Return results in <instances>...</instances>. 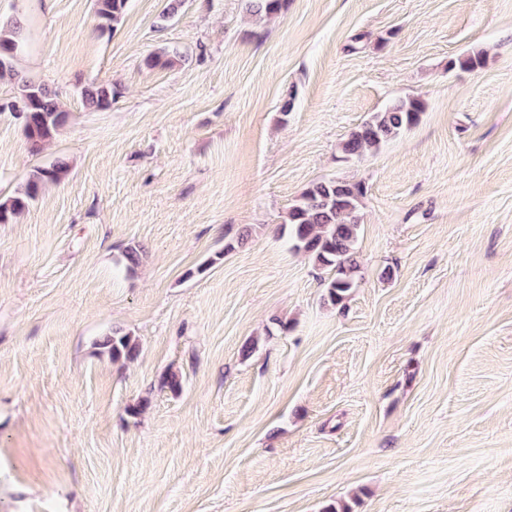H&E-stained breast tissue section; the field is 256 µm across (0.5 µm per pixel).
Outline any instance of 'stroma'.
<instances>
[{
	"label": "stroma",
	"mask_w": 512,
	"mask_h": 512,
	"mask_svg": "<svg viewBox=\"0 0 512 512\" xmlns=\"http://www.w3.org/2000/svg\"><path fill=\"white\" fill-rule=\"evenodd\" d=\"M166 4L103 31L92 0H0L69 114L34 156L0 112V194L69 165L0 224V512H512V0ZM164 45L183 61L146 69ZM405 97L418 123L342 160ZM328 178L366 187L336 306L280 232ZM113 328L135 359L98 354ZM246 10L253 16L271 18L281 14L288 7V0H246ZM114 89L111 82H92L81 90L85 103L93 109L108 107L114 98Z\"/></svg>",
	"instance_id": "1"
}]
</instances>
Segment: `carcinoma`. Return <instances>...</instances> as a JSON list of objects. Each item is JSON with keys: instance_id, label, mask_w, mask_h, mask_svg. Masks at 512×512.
Here are the masks:
<instances>
[{"instance_id": "1", "label": "carcinoma", "mask_w": 512, "mask_h": 512, "mask_svg": "<svg viewBox=\"0 0 512 512\" xmlns=\"http://www.w3.org/2000/svg\"><path fill=\"white\" fill-rule=\"evenodd\" d=\"M128 0H94L95 15L103 30L115 28L123 18ZM288 7V0H247L246 10L258 18H271ZM30 46L29 33L21 23L0 28V74L9 73L18 79L19 92L14 100L0 107L13 111V105H25L22 125L28 152L37 156L66 124L64 112L56 95L42 82L18 74L17 66ZM179 56L175 49L163 48L148 56L149 69L165 67ZM483 63V52H472L452 60L448 68L475 70ZM85 103L93 109L108 107L114 98L112 83L93 82L81 90ZM425 104L419 99H398L374 112L352 130L341 143L342 158L360 157L376 152L404 131L415 126ZM68 173L63 160L36 166L29 171L20 187L10 196H0V224L12 223L45 188L61 182ZM365 188L360 182L346 179L319 180L308 186L290 206L283 225L288 227L292 250L309 257L317 266L328 271L324 280V301L332 306L341 303L356 287L360 270L357 243L362 224L360 207ZM101 353L114 360H130L139 352L138 340L129 333L113 331L97 343Z\"/></svg>"}]
</instances>
